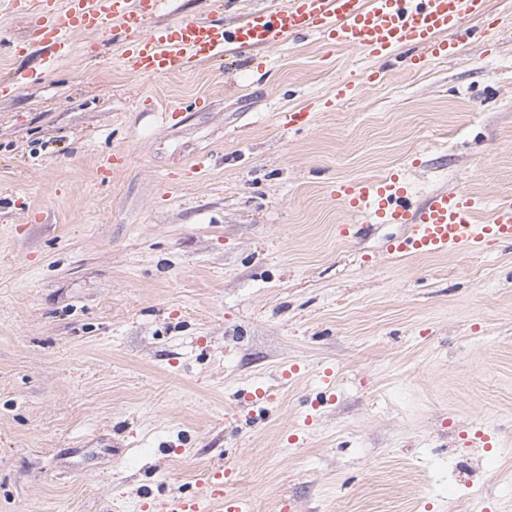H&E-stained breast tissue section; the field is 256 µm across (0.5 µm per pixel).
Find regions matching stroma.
I'll list each match as a JSON object with an SVG mask.
<instances>
[{
    "mask_svg": "<svg viewBox=\"0 0 512 512\" xmlns=\"http://www.w3.org/2000/svg\"><path fill=\"white\" fill-rule=\"evenodd\" d=\"M122 52L0 47V512H141L219 465L251 512H512V244L344 243L331 194L512 195V0L420 71L317 35L163 77Z\"/></svg>",
    "mask_w": 512,
    "mask_h": 512,
    "instance_id": "obj_1",
    "label": "stroma"
}]
</instances>
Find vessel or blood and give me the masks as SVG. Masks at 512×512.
<instances>
[{
    "mask_svg": "<svg viewBox=\"0 0 512 512\" xmlns=\"http://www.w3.org/2000/svg\"><path fill=\"white\" fill-rule=\"evenodd\" d=\"M12 13L36 36L48 61H56L74 37L106 34L124 43L121 66L145 76L174 74L199 61L220 60L270 47L302 34H315L339 47L360 48L377 59L412 48L413 67L421 69L455 57V33L465 18L484 14L486 0H288L286 6L244 16L227 27L213 18L184 15L165 26L145 30L162 0H7ZM399 173L340 182L336 197L347 210L366 214L368 224H341L340 241L367 232L369 224H399L400 236L386 243L395 256L445 255L464 246L485 248L512 242V197H500L486 222H479L480 203L471 194L439 191L420 204ZM201 495H173L144 504V512H250L247 499L233 490L231 467L201 474Z\"/></svg>",
    "mask_w": 512,
    "mask_h": 512,
    "instance_id": "obj_1",
    "label": "vessel or blood"
}]
</instances>
